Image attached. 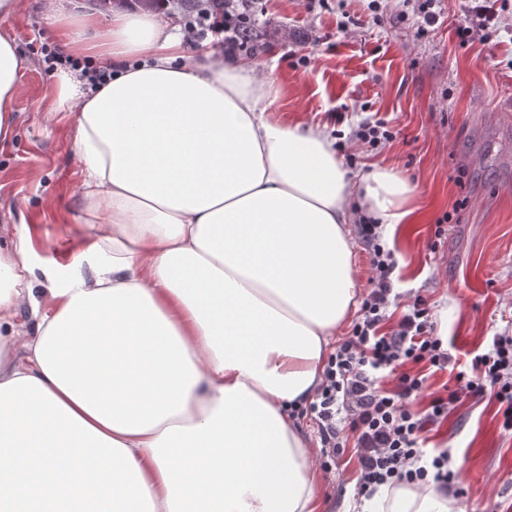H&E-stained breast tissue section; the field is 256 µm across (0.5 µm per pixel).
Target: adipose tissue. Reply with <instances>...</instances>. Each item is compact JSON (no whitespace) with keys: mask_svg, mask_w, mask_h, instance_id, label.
<instances>
[{"mask_svg":"<svg viewBox=\"0 0 512 512\" xmlns=\"http://www.w3.org/2000/svg\"><path fill=\"white\" fill-rule=\"evenodd\" d=\"M46 12L91 88L55 76L90 223L89 275L46 272L26 238L0 249V512H317L297 413L357 309L350 226L409 223L416 188L377 165L353 183L316 123L272 116V71L187 47L158 12ZM26 66L0 34V139ZM362 512H456L436 485L380 486ZM14 330L19 335L16 356L17 358H20L25 354L23 342L27 336H32L35 330V321L31 315L30 304L26 303L18 309L17 315L14 319Z\"/></svg>","mask_w":512,"mask_h":512,"instance_id":"ef3b65f1","label":"adipose tissue"}]
</instances>
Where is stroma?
Returning <instances> with one entry per match:
<instances>
[{
	"label": "stroma",
	"instance_id": "1",
	"mask_svg": "<svg viewBox=\"0 0 512 512\" xmlns=\"http://www.w3.org/2000/svg\"><path fill=\"white\" fill-rule=\"evenodd\" d=\"M43 3L20 0L0 25L28 64L14 134L0 142V248L28 229L36 269L68 272L100 227L83 210L74 114L53 125L43 119L59 106L43 54L58 41ZM262 6L269 44L252 59L276 64L277 116L346 135L367 119L392 128L384 148L344 146L337 154L350 178L381 164L416 186L414 220L389 242L398 286L404 297L427 298L436 334L457 367H470L493 336L512 329V6L501 18L508 35L465 45L456 28L469 18L467 0H443L442 23L420 40L394 17L339 30V13L363 15V0L329 10L306 0ZM298 419L318 452L320 512H361L354 446L323 456L312 415ZM427 437L428 447L451 454L458 512H512V433L501 430L494 399H461Z\"/></svg>",
	"mask_w": 512,
	"mask_h": 512
}]
</instances>
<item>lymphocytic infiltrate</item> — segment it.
I'll return each instance as SVG.
<instances>
[{
	"label": "lymphocytic infiltrate",
	"mask_w": 512,
	"mask_h": 512,
	"mask_svg": "<svg viewBox=\"0 0 512 512\" xmlns=\"http://www.w3.org/2000/svg\"><path fill=\"white\" fill-rule=\"evenodd\" d=\"M470 23L458 27L461 43L474 37L489 40L500 31L499 10L494 0H471ZM187 44L207 33L220 34L224 48H238L233 14L224 17L197 12L186 23ZM359 235L373 272L370 290L362 302L352 333L328 359L323 380L309 411L318 422L321 441L330 454H338L343 431L356 437L359 491L372 494L383 484L431 481L442 489L455 485L448 451L431 452L425 434L442 423L461 396L493 397L504 430L512 431V333L493 337L491 345L476 355L470 370L456 375L457 388L427 395L430 374L447 370L451 356L436 336L431 307L425 297L403 298L393 273L396 262L381 225L361 218ZM403 306L395 328H387L390 310ZM419 365L418 373L406 372L407 364ZM429 397L425 412L413 403Z\"/></svg>",
	"instance_id": "lymphocytic-infiltrate-1"
}]
</instances>
